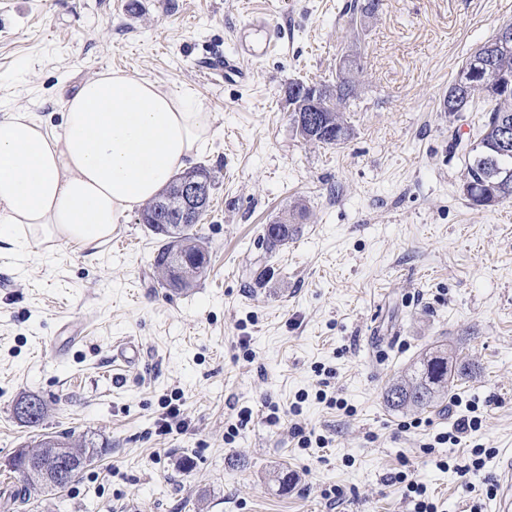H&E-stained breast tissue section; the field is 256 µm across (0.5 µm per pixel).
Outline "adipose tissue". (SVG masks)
I'll list each match as a JSON object with an SVG mask.
<instances>
[{
  "label": "adipose tissue",
  "instance_id": "ef3b65f1",
  "mask_svg": "<svg viewBox=\"0 0 512 512\" xmlns=\"http://www.w3.org/2000/svg\"><path fill=\"white\" fill-rule=\"evenodd\" d=\"M61 109L56 128L34 112L0 114L6 250L38 239L102 246L212 140V114L195 94L120 71L87 79Z\"/></svg>",
  "mask_w": 512,
  "mask_h": 512
}]
</instances>
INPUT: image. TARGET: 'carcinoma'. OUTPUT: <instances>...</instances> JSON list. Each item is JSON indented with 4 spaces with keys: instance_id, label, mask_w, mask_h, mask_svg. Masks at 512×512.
<instances>
[{
    "instance_id": "carcinoma-1",
    "label": "carcinoma",
    "mask_w": 512,
    "mask_h": 512,
    "mask_svg": "<svg viewBox=\"0 0 512 512\" xmlns=\"http://www.w3.org/2000/svg\"><path fill=\"white\" fill-rule=\"evenodd\" d=\"M476 76V85L469 92V111H475L476 104H482L485 112L480 135L465 154L463 195L474 207H491L503 200L512 198V47L509 49L479 48L475 50L457 70L443 96L442 110L453 114L450 97L460 92L459 84ZM330 92L318 99L288 94V102L298 108H314L321 116L332 118L333 127L324 132L307 127L296 131L304 141L326 146H340L353 136V128L344 118L350 100L356 98L359 89L357 76L350 74L346 65L336 67V81L329 85ZM207 213L196 217L195 223L184 224L175 210L157 211L156 201L146 204L141 213V222L154 234L164 235L153 259L154 273L158 285L173 291H184L193 287L205 272V256L197 234L196 225L203 223ZM293 225L288 219L270 224L265 228L263 241L266 249L273 251L288 243L293 236ZM180 252L195 265V271L181 279L170 278L166 266L167 258ZM471 374L469 367L458 362L445 348L430 349L405 372L396 378L384 393V402L392 410H424L435 406L441 396L448 391L454 377ZM30 401L38 404L35 418H25L19 408ZM15 417L29 425L37 426L46 417L43 401L35 395L24 396L14 406ZM98 456L96 443L71 432L47 436L33 446L30 456L13 455V469H29L25 475L27 485L37 489H63L68 482L53 484L40 473L30 469V464H59L76 474L91 464Z\"/></svg>"
}]
</instances>
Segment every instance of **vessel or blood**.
<instances>
[{"mask_svg": "<svg viewBox=\"0 0 512 512\" xmlns=\"http://www.w3.org/2000/svg\"><path fill=\"white\" fill-rule=\"evenodd\" d=\"M277 44L278 38L270 31L266 18L253 16L237 30L234 52L216 57L210 70L215 74L248 80V72L240 66L241 59H263L274 53ZM494 512H512V460L507 461L500 472Z\"/></svg>", "mask_w": 512, "mask_h": 512, "instance_id": "1", "label": "vessel or blood"}]
</instances>
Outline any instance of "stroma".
<instances>
[{"label": "stroma", "instance_id": "35a3bbf8", "mask_svg": "<svg viewBox=\"0 0 512 512\" xmlns=\"http://www.w3.org/2000/svg\"><path fill=\"white\" fill-rule=\"evenodd\" d=\"M353 0H0V113L25 108L59 123L62 99L119 70L191 89L214 119L194 158L216 178L199 234L205 274L186 291L158 286L159 240L138 213L97 255L33 241L0 254V504L12 512H413L395 473L415 469L438 512H491L487 487L512 456V199L492 208L462 194L463 148L481 115L442 112L459 65L512 22V0H383L361 26ZM267 14L276 52L242 60L249 81L204 72L234 30ZM356 54L362 85L344 145L296 136L285 91L330 83ZM297 231L267 251L263 227ZM81 335L57 356L62 321ZM126 338L138 364L118 369ZM459 348L473 373L424 411L384 402L423 351ZM325 391L328 402L316 399ZM40 425L13 412L25 394ZM187 427L161 435L166 401ZM300 402V415L290 406ZM478 405L481 425L435 444ZM280 422L268 423L270 406ZM251 421L232 442L242 407ZM324 447L301 449L293 425ZM75 431L108 452L64 489L31 493L8 471L14 452ZM488 450L480 471L472 451ZM288 468L295 485L271 480ZM342 497L329 507L324 492ZM30 401H32V402L34 401L38 404V412L35 415L34 419L25 418V417L33 416L36 413V406L34 404H27L26 406L21 407L23 404H26L27 402H30ZM20 407H21V409L19 410ZM18 410L25 417H23L19 413ZM14 414H15V417L19 421H21L29 426H37L41 422H43V420L46 417V407H45V404L43 403V401L35 395L23 396L21 399H19L16 402V404L14 406Z\"/></svg>", "mask_w": 512, "mask_h": 512}]
</instances>
